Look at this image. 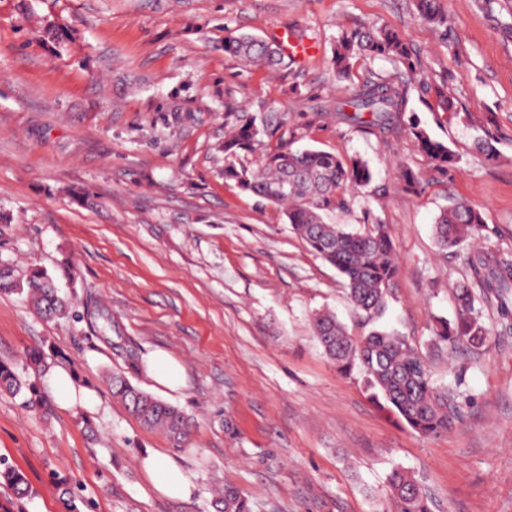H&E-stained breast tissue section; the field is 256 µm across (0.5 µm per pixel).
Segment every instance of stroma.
<instances>
[{
    "instance_id": "stroma-1",
    "label": "stroma",
    "mask_w": 512,
    "mask_h": 512,
    "mask_svg": "<svg viewBox=\"0 0 512 512\" xmlns=\"http://www.w3.org/2000/svg\"><path fill=\"white\" fill-rule=\"evenodd\" d=\"M449 32L419 20L414 0H0V257L40 268L71 298L46 321L0 292V363L41 349L92 389L88 407L49 417L0 394V460L22 470L30 495L12 512H68L66 479L90 512H212L213 488L237 487L253 512H388V476L413 472L438 512H512V331L494 297L474 288L491 327L486 343L431 356L434 380L459 381V417L424 437L395 422L359 375L340 374L312 318L333 311L351 335L372 328L353 309L335 267L314 255L280 207L224 178L225 108L266 103L286 141L366 161L372 181L349 188L334 224L361 228L364 211L389 227L400 260L381 327L428 347L434 320L454 319L470 283L461 252L440 251L433 225L456 202L478 209L486 249L512 257V0H441ZM65 23L63 43L43 38ZM401 33L449 93L487 121L496 159L475 150L477 130L442 122L410 89L407 114L455 152L440 172L407 135L385 138L337 122L328 102L346 84L330 65L340 32ZM287 27L315 49L283 71L225 55L226 31L273 38ZM411 167L423 194L403 188ZM79 272L77 283L64 273ZM140 357L162 349L185 369L163 400L190 418L176 448L113 398L106 377L127 367L85 317L87 302ZM147 448L169 455L196 484L187 500L156 494L138 467Z\"/></svg>"
}]
</instances>
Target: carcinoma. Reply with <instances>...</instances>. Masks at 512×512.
I'll use <instances>...</instances> for the list:
<instances>
[{
    "label": "carcinoma",
    "instance_id": "obj_1",
    "mask_svg": "<svg viewBox=\"0 0 512 512\" xmlns=\"http://www.w3.org/2000/svg\"><path fill=\"white\" fill-rule=\"evenodd\" d=\"M421 20L444 30L448 15L440 0H417ZM367 52L385 57L398 65L388 78L376 76L353 79V59ZM224 53L244 61L261 63L275 70L289 67L291 59L274 43L246 32L224 36ZM337 76L348 82L347 94L329 104L336 119L355 131L380 137L407 134L418 150L442 172L455 160L447 144L431 138L416 118L405 119L410 86L419 82L443 120L459 116L475 121L448 93L447 83L417 80L421 60L405 39L390 28L356 27L345 30L336 41L331 57ZM235 118L232 134L224 140V178L243 192L257 195L286 208L292 231L319 257L333 265L344 279L347 298L366 320L382 315L394 298L399 277V262L386 225L364 212V227L353 230L347 224H330L329 213L348 207L347 187L364 186L373 174L359 158H341L319 149L292 150L283 140V122L273 109L250 112L231 110ZM260 153L262 172L241 162L246 155ZM405 189L419 195L424 185L412 169L402 171ZM486 230L481 213L460 202L440 212L434 227L439 249H458L465 242L483 236ZM472 278L498 303L499 316L506 325L512 318V259L483 249L464 252ZM23 294L35 312L47 321L61 318L69 310L54 278L32 269L22 273L0 258V292ZM457 317L439 320L433 345L454 353L465 344L479 345L490 334L468 288L456 292ZM314 333L327 358L345 375L362 376L370 398L396 420L422 436L448 431L456 417V392L438 386L429 357L409 339L395 332L373 330L361 338L350 336L330 312L313 317ZM46 355L37 349L25 353L22 370L0 365V391L14 397L22 395V405L31 410L48 411V402L36 382L49 371ZM112 397L143 426L162 430L175 447L186 445L189 420L178 406L166 402L134 384L121 371L109 377ZM0 483L21 499L28 495L25 475L6 466L0 468ZM391 512H432V502L414 474L394 469L388 477ZM215 512H251L248 497L234 486H224V494L212 502Z\"/></svg>",
    "mask_w": 512,
    "mask_h": 512
}]
</instances>
